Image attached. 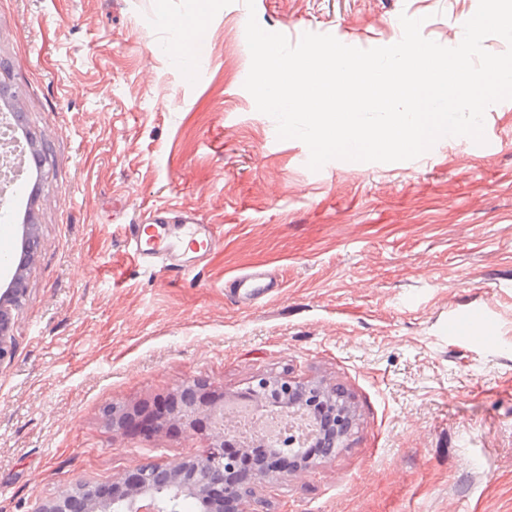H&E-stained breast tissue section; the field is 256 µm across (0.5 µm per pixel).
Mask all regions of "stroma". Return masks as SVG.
Segmentation results:
<instances>
[{
    "mask_svg": "<svg viewBox=\"0 0 512 512\" xmlns=\"http://www.w3.org/2000/svg\"><path fill=\"white\" fill-rule=\"evenodd\" d=\"M478 0H214L205 56L172 50L194 0H0V84L24 116L35 224L15 352L0 363V512H38L78 484L204 455L210 425L149 436L104 426L109 404L154 405L208 378L225 400L262 377L343 394L352 425L330 458L255 487L259 512H512V100L486 145L459 136L399 162L307 165L308 147L243 87L251 56L224 37L260 26L398 42L400 14L447 44ZM167 207L212 225L190 274L135 260L125 227ZM260 267L262 306L224 284ZM488 323L452 335L453 317Z\"/></svg>",
    "mask_w": 512,
    "mask_h": 512,
    "instance_id": "1",
    "label": "stroma"
}]
</instances>
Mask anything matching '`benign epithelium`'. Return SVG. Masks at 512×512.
Masks as SVG:
<instances>
[{"instance_id":"benign-epithelium-1","label":"benign epithelium","mask_w":512,"mask_h":512,"mask_svg":"<svg viewBox=\"0 0 512 512\" xmlns=\"http://www.w3.org/2000/svg\"><path fill=\"white\" fill-rule=\"evenodd\" d=\"M26 293L23 278L13 279V287L0 296V363L12 358L15 336L12 306ZM313 386L277 378H261L249 395L274 407L297 412L310 407L307 399ZM204 415L211 428L206 455L186 458L170 465L141 464L133 472L117 478L112 490L98 486L70 487L45 502L39 512H179L180 501L192 499L198 512H224L229 502L234 512H250L251 488L270 478L292 476L297 470H256L236 476L238 459L229 455L224 435V398L213 392L202 377L178 386L169 399L153 407L133 408L110 405L103 413L108 428L129 427L149 433L164 424L193 428Z\"/></svg>"}]
</instances>
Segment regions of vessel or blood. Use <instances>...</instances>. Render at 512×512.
Returning a JSON list of instances; mask_svg holds the SVG:
<instances>
[{
    "instance_id": "obj_1",
    "label": "vessel or blood",
    "mask_w": 512,
    "mask_h": 512,
    "mask_svg": "<svg viewBox=\"0 0 512 512\" xmlns=\"http://www.w3.org/2000/svg\"><path fill=\"white\" fill-rule=\"evenodd\" d=\"M128 247L141 263H161L163 270L183 273L189 258L208 254L216 245L208 225L198 223L192 216H169L159 208L144 224L125 227ZM275 278L261 271H250L235 277L224 293L234 302L255 306L267 299L277 288Z\"/></svg>"
}]
</instances>
